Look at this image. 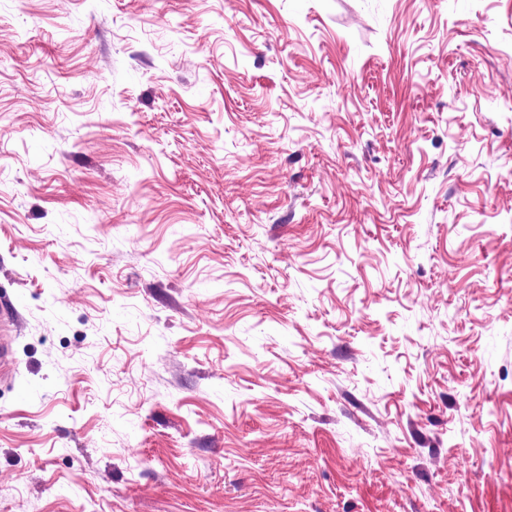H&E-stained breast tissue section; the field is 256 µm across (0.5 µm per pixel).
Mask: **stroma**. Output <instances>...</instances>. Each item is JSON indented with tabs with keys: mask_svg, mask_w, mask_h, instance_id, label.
Segmentation results:
<instances>
[{
	"mask_svg": "<svg viewBox=\"0 0 512 512\" xmlns=\"http://www.w3.org/2000/svg\"><path fill=\"white\" fill-rule=\"evenodd\" d=\"M0 512H512V0H0Z\"/></svg>",
	"mask_w": 512,
	"mask_h": 512,
	"instance_id": "35a3bbf8",
	"label": "stroma"
}]
</instances>
